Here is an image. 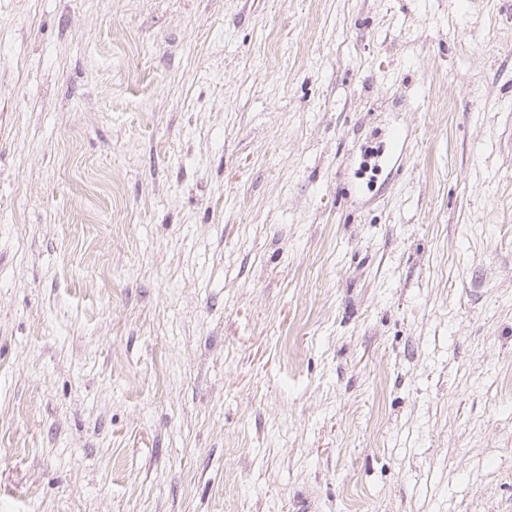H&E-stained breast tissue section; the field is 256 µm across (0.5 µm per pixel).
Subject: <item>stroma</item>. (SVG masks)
<instances>
[{
    "instance_id": "35a3bbf8",
    "label": "stroma",
    "mask_w": 512,
    "mask_h": 512,
    "mask_svg": "<svg viewBox=\"0 0 512 512\" xmlns=\"http://www.w3.org/2000/svg\"><path fill=\"white\" fill-rule=\"evenodd\" d=\"M303 496L512 512V0H0V512Z\"/></svg>"
}]
</instances>
